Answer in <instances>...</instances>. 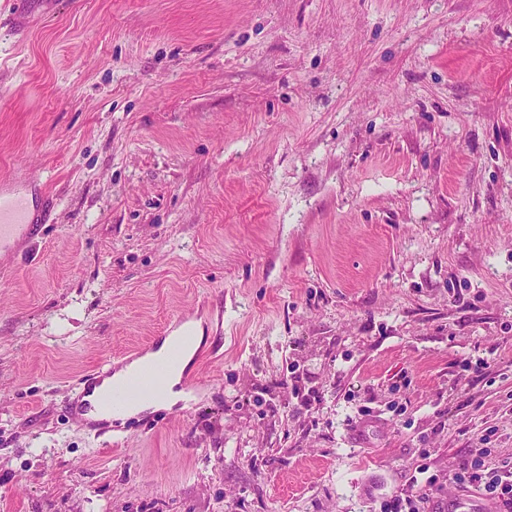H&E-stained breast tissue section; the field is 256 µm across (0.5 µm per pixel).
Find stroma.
I'll list each match as a JSON object with an SVG mask.
<instances>
[{
	"mask_svg": "<svg viewBox=\"0 0 512 512\" xmlns=\"http://www.w3.org/2000/svg\"><path fill=\"white\" fill-rule=\"evenodd\" d=\"M0 512H383L512 460V0H0ZM107 429L83 376L191 307ZM27 220L22 198L0 192V252L16 250L37 231L39 224ZM197 346L196 339H191V341L186 344L183 348V355L179 362L174 365L171 369L168 385L165 393L160 397V399L150 403V404H137L129 407V410L126 412L121 413H109L104 412L99 406L98 402L99 400L110 390L112 387V382L119 383L121 382L125 377L130 375L132 372L140 370L147 364H149L152 360L162 358L164 356L166 347L165 345L158 351L152 354H148L147 356L136 360L129 364L126 368H124L122 371L117 372L113 377H109L112 375L113 368L115 369V361L122 360V359H113L110 358L108 360L103 361L99 367H97L96 371L90 375L85 376L82 380L84 384H87L89 381L95 380L97 378H105L103 379L99 385L93 387L92 392L87 399H89L93 405V408L90 411V415L95 420H102V419H108L109 417L114 418H127L140 410L149 407V406H155L156 408L168 406L173 404L178 397L182 394V392L175 391V387L179 385V382L181 381V377L183 374V371L185 370L186 366L189 364V361L191 360V357L193 355V350ZM166 374L164 365L148 366L122 384L113 386L110 405L112 411H120L135 402L151 399L163 389Z\"/></svg>",
	"mask_w": 512,
	"mask_h": 512,
	"instance_id": "35a3bbf8",
	"label": "stroma"
}]
</instances>
